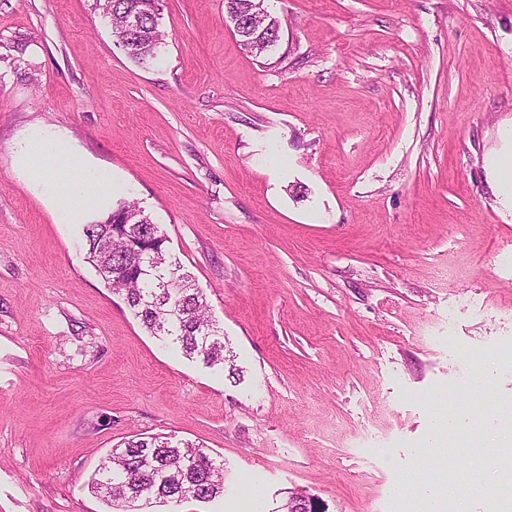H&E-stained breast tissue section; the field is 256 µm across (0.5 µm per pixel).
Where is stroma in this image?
I'll return each instance as SVG.
<instances>
[{"mask_svg":"<svg viewBox=\"0 0 512 512\" xmlns=\"http://www.w3.org/2000/svg\"><path fill=\"white\" fill-rule=\"evenodd\" d=\"M94 0H0V512H108L112 448L168 436L224 494L162 512H407L442 488L440 401L512 411V209L488 163L512 125V0H265L243 51L224 0H163L144 64ZM36 129L111 170L224 331L239 375L149 336L14 168ZM479 508L498 450L457 438ZM405 498H397L395 486ZM256 1H261L259 9ZM264 0H224L227 18L233 24V30L239 38L244 51L260 56L270 47H274L280 36V22L263 7ZM225 12V13H226Z\"/></svg>","mask_w":512,"mask_h":512,"instance_id":"35a3bbf8","label":"stroma"}]
</instances>
